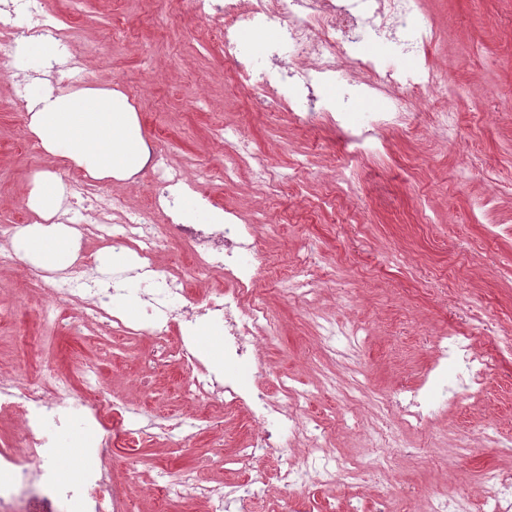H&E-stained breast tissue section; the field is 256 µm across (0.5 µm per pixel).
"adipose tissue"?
Returning a JSON list of instances; mask_svg holds the SVG:
<instances>
[{
  "label": "adipose tissue",
  "mask_w": 512,
  "mask_h": 512,
  "mask_svg": "<svg viewBox=\"0 0 512 512\" xmlns=\"http://www.w3.org/2000/svg\"><path fill=\"white\" fill-rule=\"evenodd\" d=\"M58 55L57 40L22 34L8 68L18 75L33 63H47ZM26 91L29 128L48 154L72 161L95 178L125 179L146 166L148 149L126 97L92 88L57 94L39 78L30 79ZM27 205L38 220L12 236V252L30 265L50 270L71 265L78 232L55 220L63 211L60 184L48 173L37 174Z\"/></svg>",
  "instance_id": "obj_1"
}]
</instances>
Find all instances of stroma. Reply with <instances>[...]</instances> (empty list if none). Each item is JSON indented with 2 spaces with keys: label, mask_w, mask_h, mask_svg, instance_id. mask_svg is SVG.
<instances>
[{
  "label": "stroma",
  "mask_w": 512,
  "mask_h": 512,
  "mask_svg": "<svg viewBox=\"0 0 512 512\" xmlns=\"http://www.w3.org/2000/svg\"><path fill=\"white\" fill-rule=\"evenodd\" d=\"M43 2L71 31L62 53L81 60L78 71L51 80L54 92L89 87L121 93L135 108L150 149L185 180L197 169L210 171L206 191L215 207L244 219L256 208L287 216L261 240L274 264L292 267L315 254L317 278L307 302L288 299L278 284L259 279L275 331L258 360L235 373L246 386L265 372L274 381L294 379L307 394L302 420L321 434L256 452L250 469L271 474L272 481L255 492L248 469L236 462L250 437L246 409H233L221 426H210L202 404L181 390L180 370L171 362L153 389L140 388L142 359L155 351L153 339H124L107 326L83 325L81 302L63 304L57 327L46 331L38 318L42 296L20 259L0 266V304L6 307L0 364L10 374L37 382L47 371L73 375L91 363L109 391L129 400L142 418L180 416L190 435L143 442L137 462L109 449L113 476L133 468L150 487L159 468L184 469L217 454L222 463L200 477L210 486L239 487L243 499L230 512H324L331 500L347 512H372L385 485L392 489V512H414L431 492L479 497L484 467L512 470V452L497 445L512 439V355L499 353H493L483 401L461 399L419 429L406 428L399 408H392L382 419L397 435L391 469H380L369 450V433L381 420L375 401L400 399L416 384L434 356L433 336H470L491 351L483 324L512 331V0H422L420 20L437 33L425 59L443 85L462 91L453 102L455 133L437 141L428 93L405 103L418 115L416 126L384 133V149L358 164L346 157L342 130L327 121L285 109L260 111L256 94L234 82L223 45L208 38L209 19L188 0ZM17 86L14 80L0 84V226L20 222L36 173L63 184L77 170L41 147L28 113L14 107ZM228 127L275 171L279 191L246 176L225 182ZM87 184L91 197H121L109 215L120 224L148 212L155 172L147 167L128 180L91 178ZM489 196L493 209H480ZM473 298L485 306L478 320L467 312ZM325 320L341 331L331 353L318 347ZM353 326L360 334L351 342L342 331ZM327 377L335 378V389L324 386ZM461 440L470 448L447 470L439 459ZM316 444L350 457L366 477L361 488H348L340 477L300 496L275 481Z\"/></svg>",
  "instance_id": "35a3bbf8"
}]
</instances>
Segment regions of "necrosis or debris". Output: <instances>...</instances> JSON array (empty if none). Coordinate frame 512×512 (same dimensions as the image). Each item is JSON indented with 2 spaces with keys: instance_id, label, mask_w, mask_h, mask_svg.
Wrapping results in <instances>:
<instances>
[{
  "instance_id": "necrosis-or-debris-1",
  "label": "necrosis or debris",
  "mask_w": 512,
  "mask_h": 512,
  "mask_svg": "<svg viewBox=\"0 0 512 512\" xmlns=\"http://www.w3.org/2000/svg\"><path fill=\"white\" fill-rule=\"evenodd\" d=\"M361 2L362 10L353 11L337 7L334 0H250L246 6L241 0H192L198 15L221 16V23L210 27L208 34L223 44L225 55L233 59L235 79L240 86L267 94V109L301 104L326 120L345 125L346 145L355 159L377 153L381 133L408 124L409 114L398 107L390 108L353 125L346 110L333 112L319 104L314 93L316 85L331 79L344 65L358 75L344 95L346 105L384 87L401 86L417 96L422 90L441 85L437 72L429 65H419L410 74L399 76L392 63L379 65L348 49L349 44L363 39L381 41L394 30L398 33L396 54L421 56L435 40L436 31L420 22V0ZM272 24L279 27L278 39L270 49V66L260 67L241 36L248 29L261 30ZM24 26L59 41L65 38L54 15L44 11L42 0H11L8 7L0 9V45L11 46ZM209 178V172L203 170L193 182L187 183L179 172H169L162 180V192L154 195L151 205L178 212L183 192H204ZM107 213V208L102 207L84 215L83 220L96 225L98 235L114 248L128 249L132 262L113 271L108 288L100 285L95 257L84 253L62 270L28 267L29 276L45 292L41 308L45 326H54L59 307L73 298L85 301L91 318L107 319L113 334L122 337L146 333L162 341L173 328L208 317L223 322L224 358L234 363L251 358L253 350L259 349L273 333L265 304L243 303L253 293L259 276L276 277L285 286L284 296L303 299L310 293L313 274L309 262H299L295 273L281 272L261 249L262 233L270 224L267 215L257 216L250 224L238 223L236 214L230 212L220 224L167 225L170 235L190 246L196 274L220 269L228 283L227 289L205 306L192 307L185 303V273L161 271L155 261L159 233L150 218L143 216L116 227L108 221ZM129 296L142 310L139 321L111 312L112 299ZM434 344L442 357L458 365V382L436 389L429 410L405 408V426H422L431 414L447 408L460 396L478 399L484 394L491 358L478 351L467 336H438ZM161 356L177 360L184 392L211 411L222 412L242 404L250 406L251 448H275L284 436L303 433L299 409L304 394L298 387L283 384L274 392L262 381L246 388L232 376H217L189 335L182 338L175 350H162ZM79 375L75 381L70 376L51 373L41 384L32 386L0 371V412L20 411L14 441H20L28 450L21 457L14 453L13 441L0 445V512H129L138 486L132 480L113 481L106 448H134L146 440L167 439L175 427L162 416L131 422L133 408L128 402L110 398L97 369L85 365ZM78 421L95 428L98 441L82 448L73 462L76 476L65 482L59 476L58 434ZM308 474L317 483L329 482L339 475L353 486L363 480L345 458L333 453L315 463L313 470L301 467L282 472L281 480L301 490ZM480 483V500L435 493L421 503L420 512H512L511 470H486ZM161 489L189 501L207 500L211 512H223L225 501L235 499L237 494L233 488L223 492L203 485L194 470L171 474Z\"/></svg>"
}]
</instances>
